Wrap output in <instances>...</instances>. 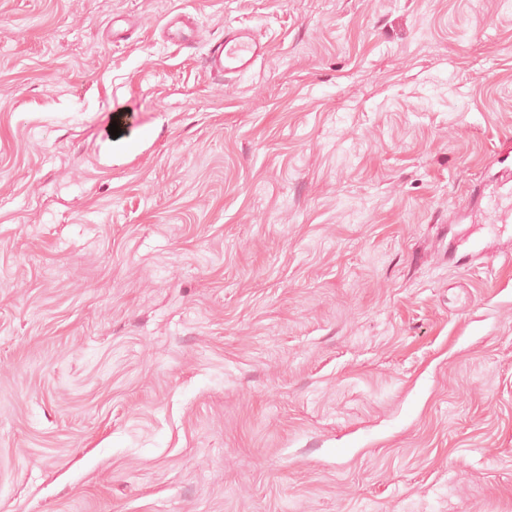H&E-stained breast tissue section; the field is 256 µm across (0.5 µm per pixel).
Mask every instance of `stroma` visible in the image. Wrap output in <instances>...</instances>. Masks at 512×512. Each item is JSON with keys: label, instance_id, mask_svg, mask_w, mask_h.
<instances>
[{"label": "stroma", "instance_id": "35a3bbf8", "mask_svg": "<svg viewBox=\"0 0 512 512\" xmlns=\"http://www.w3.org/2000/svg\"><path fill=\"white\" fill-rule=\"evenodd\" d=\"M506 170L503 0H0V512H512ZM191 24L192 17L187 13H180L169 19L164 29L173 42L187 45L193 38ZM270 45L243 22L228 23L224 36L211 43L205 64L213 75L235 77L253 72L269 55Z\"/></svg>", "mask_w": 512, "mask_h": 512}]
</instances>
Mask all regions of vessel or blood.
I'll use <instances>...</instances> for the list:
<instances>
[{"label": "vessel or blood", "instance_id": "b4317fda", "mask_svg": "<svg viewBox=\"0 0 512 512\" xmlns=\"http://www.w3.org/2000/svg\"><path fill=\"white\" fill-rule=\"evenodd\" d=\"M191 24V16L180 13L169 19L164 28L173 42L186 45L193 38ZM269 52V43L258 37L250 25L229 23L224 27L223 37L208 47L205 64L211 74L235 77L253 72Z\"/></svg>", "mask_w": 512, "mask_h": 512}]
</instances>
